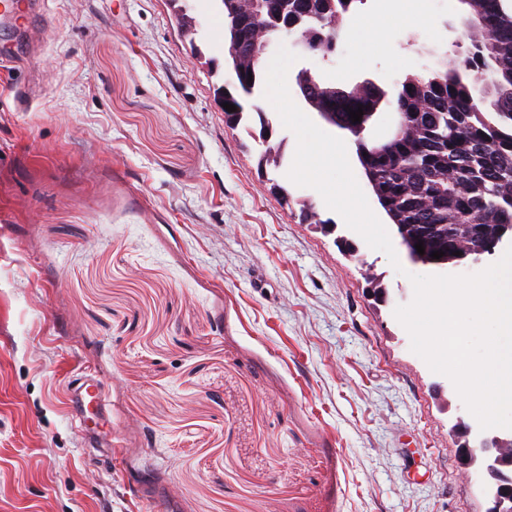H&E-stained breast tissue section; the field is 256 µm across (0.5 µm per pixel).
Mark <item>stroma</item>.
<instances>
[{
    "label": "stroma",
    "mask_w": 512,
    "mask_h": 512,
    "mask_svg": "<svg viewBox=\"0 0 512 512\" xmlns=\"http://www.w3.org/2000/svg\"><path fill=\"white\" fill-rule=\"evenodd\" d=\"M187 4L190 38L165 0H47L36 56L0 28L18 58L0 71V512H486L458 460L462 400L394 316L427 267L401 247L392 266L291 183L282 123L286 159L260 166L215 97L224 14ZM379 13L397 17L384 36L349 38ZM465 15L357 0L335 51L287 81L311 68L396 95L469 46ZM86 374L107 406L81 432L68 398Z\"/></svg>",
    "instance_id": "stroma-1"
}]
</instances>
